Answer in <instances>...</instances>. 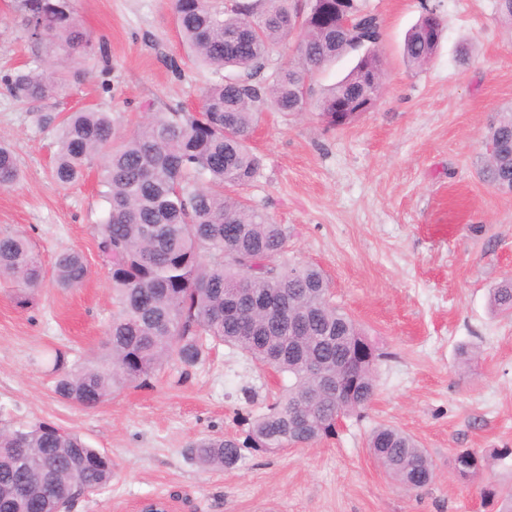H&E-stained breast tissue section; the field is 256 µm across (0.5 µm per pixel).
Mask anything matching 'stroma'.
<instances>
[{
	"label": "stroma",
	"mask_w": 512,
	"mask_h": 512,
	"mask_svg": "<svg viewBox=\"0 0 512 512\" xmlns=\"http://www.w3.org/2000/svg\"><path fill=\"white\" fill-rule=\"evenodd\" d=\"M364 6L381 23L375 105L341 130L312 111L262 113L251 137L261 169L235 195L287 229L286 260L318 265L332 302L387 352L376 395L335 437L212 470L191 443L241 436L285 382L238 350H210L186 374L169 363L149 386L94 408L54 394L47 353L91 360L112 317L111 274L93 230L107 204L95 170L65 188L52 180L56 139L34 115L93 105L123 136L147 113L198 111L221 76L189 55L172 0H70L77 25L106 52L83 62L86 76L65 95L19 102L5 76L51 51L25 37L17 0H0V141L20 169L0 189V232L25 233L44 267L75 249L90 270L71 290L44 282L24 308L0 279V423H52L111 457V484L70 512H138L149 499L167 500L171 512H488L480 481L512 483V462L496 457L512 448V317L490 307L491 288L512 278V194L480 177L489 124L512 110V24L497 0ZM428 7L443 36L433 59L411 68L404 39ZM381 425L427 450L430 486L406 491L378 466L367 439ZM457 448L483 454L479 482L454 475Z\"/></svg>",
	"instance_id": "obj_1"
}]
</instances>
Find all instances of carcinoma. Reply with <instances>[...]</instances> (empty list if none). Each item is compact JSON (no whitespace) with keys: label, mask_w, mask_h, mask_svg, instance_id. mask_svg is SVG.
Segmentation results:
<instances>
[{"label":"carcinoma","mask_w":512,"mask_h":512,"mask_svg":"<svg viewBox=\"0 0 512 512\" xmlns=\"http://www.w3.org/2000/svg\"><path fill=\"white\" fill-rule=\"evenodd\" d=\"M28 40L56 46L66 59L96 54L77 28L66 0H22ZM181 39L195 58L224 78L204 90L198 111L150 112L133 131L116 139L112 113L80 108L62 115L39 113L36 124L58 138L53 178L68 185L95 166L108 213L95 226L98 249L110 267L116 311L90 365L50 355L53 391L66 402L93 408L125 385L144 386L170 361L197 366L208 346L245 352L261 367L286 374L288 388L266 411L246 422L243 440L205 437L191 454L209 469H230L244 451L275 453L336 435V419L359 416L376 390L383 353L356 321L329 298L323 272L287 264V233L264 212L224 193L251 182L261 158L249 145L260 112H302L311 100L326 124L342 128L373 106L362 76L378 70L380 23L362 0H234L227 10L208 0H173ZM442 21L427 10L408 33L403 55L418 68L435 55ZM288 44V62L267 73L270 52ZM363 51L335 84L316 90L323 67ZM12 95L42 100L69 87L67 71L54 64L20 70L7 78ZM482 178L512 193V111L489 127ZM19 178L14 152L0 145V188ZM89 274L84 256L56 257L52 278L76 288ZM18 287L26 306L46 272L30 240L0 233V277ZM491 305L512 316V278L492 289ZM340 394L328 390L336 375ZM28 459L18 460V438ZM367 448L385 473L410 490L432 480L433 464L412 436L381 426ZM472 478L482 458L471 448L453 454ZM112 459L76 433L49 423L0 426V512H69L78 497L112 481ZM488 504L512 512V487L483 484Z\"/></svg>","instance_id":"1"}]
</instances>
